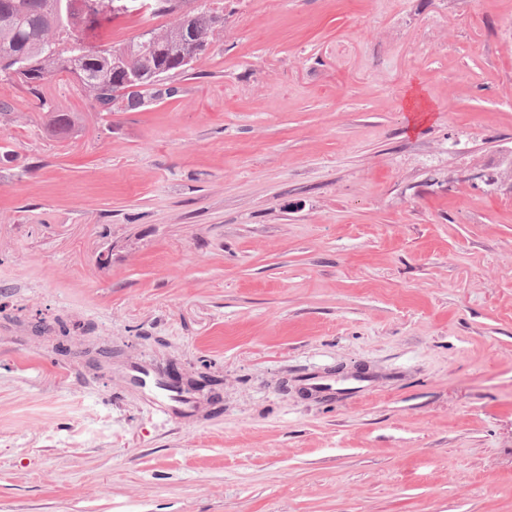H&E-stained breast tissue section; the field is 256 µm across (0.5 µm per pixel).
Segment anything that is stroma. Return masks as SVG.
<instances>
[{
    "mask_svg": "<svg viewBox=\"0 0 512 512\" xmlns=\"http://www.w3.org/2000/svg\"><path fill=\"white\" fill-rule=\"evenodd\" d=\"M194 4L173 97L0 81V512H512V0ZM41 105L46 108L50 117L49 128L52 134L57 138H66L69 130L74 125V113L71 112H55L50 102L46 99L41 100Z\"/></svg>",
    "mask_w": 512,
    "mask_h": 512,
    "instance_id": "obj_1",
    "label": "stroma"
}]
</instances>
